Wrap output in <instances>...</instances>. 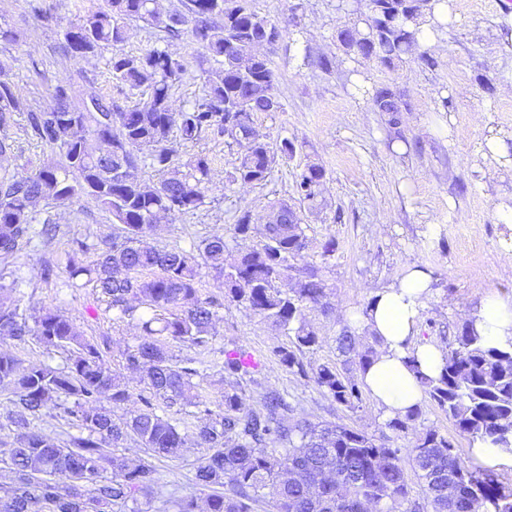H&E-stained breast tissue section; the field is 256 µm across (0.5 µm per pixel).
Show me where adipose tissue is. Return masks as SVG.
Masks as SVG:
<instances>
[{"mask_svg":"<svg viewBox=\"0 0 512 512\" xmlns=\"http://www.w3.org/2000/svg\"><path fill=\"white\" fill-rule=\"evenodd\" d=\"M431 284L429 272L410 267L396 284L374 295L364 317L380 345L360 378L389 417L419 406L424 392L418 374L434 377L443 366V350L419 338L420 310L431 293ZM472 320L491 343L512 345V302L495 293L486 294Z\"/></svg>","mask_w":512,"mask_h":512,"instance_id":"1","label":"adipose tissue"}]
</instances>
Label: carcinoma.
<instances>
[{
	"label": "carcinoma",
	"mask_w": 512,
	"mask_h": 512,
	"mask_svg": "<svg viewBox=\"0 0 512 512\" xmlns=\"http://www.w3.org/2000/svg\"><path fill=\"white\" fill-rule=\"evenodd\" d=\"M439 2L367 0L362 24L340 30L337 40L346 53L390 67L418 45L421 25ZM133 20L158 27L167 40L188 36L213 63L205 70L203 95L188 108L170 107L172 91L187 74L185 58L158 47L139 55L118 49ZM267 35L277 42L282 30L254 10L252 0H179L164 16L154 0H102L64 31L59 50L82 59L112 48V80L136 96L127 106L102 97L77 106L60 80L54 106L40 110L0 66V130L23 114L37 141L58 156L30 175L0 171V259L29 243L41 204L60 205L78 193L95 199L121 233L100 249L85 238L72 241L70 287L101 294L112 323L139 325L141 334L119 351L117 363L143 373L140 407L128 411V386L107 358L109 337L87 339L68 316L51 309L29 312L17 297V281L0 282V337L34 340L63 358L60 367L26 366L0 351V388L12 394L10 422L17 431L12 445L0 448V463L12 473L0 486V512H145L144 500L159 502L160 512H255L262 505L272 512H475L479 505L484 512H512V487L466 465L434 430L409 448L425 484L422 505L410 498L402 449L336 422H292V405L278 391L251 404L259 361L233 340L214 347L227 300L287 331L290 344L272 350L280 365L312 379L351 411L363 401L359 373L375 356L356 351L355 336L345 330L337 337L343 370L304 363L319 346L304 312L318 307L327 314L329 306L318 268L305 261L308 240L296 207L273 203L263 240L247 251L233 250L222 235L203 237L189 250L143 245L162 216L191 213L205 203L209 160L179 161L173 135L188 143L210 134L238 147L233 182L262 184L278 157L293 154L290 142L276 152L254 129L256 115L281 109L270 58L258 52ZM370 100L393 123L405 110L401 95L387 86L374 88ZM142 167L163 178L142 184L136 176ZM323 177L319 166H306L295 177L297 199L314 205ZM251 233L250 212L242 211L234 235ZM90 251L97 258L85 265L79 257ZM204 269L223 279V296L199 288ZM293 271L302 274L300 287L284 292L278 283ZM175 344L193 349L195 357L178 358ZM213 370L235 382L217 398L206 389ZM418 382L460 434L512 454V345H492L467 320L439 375L420 373ZM43 410L77 434L60 442L30 430L28 416ZM418 416L412 409L386 426L403 432ZM190 438L202 450L192 491L165 493L156 461L181 458ZM129 440L144 450L136 463L121 453Z\"/></svg>",
	"instance_id": "carcinoma-1"
}]
</instances>
